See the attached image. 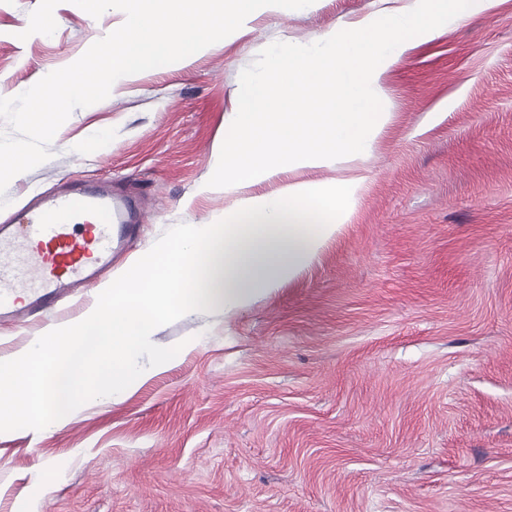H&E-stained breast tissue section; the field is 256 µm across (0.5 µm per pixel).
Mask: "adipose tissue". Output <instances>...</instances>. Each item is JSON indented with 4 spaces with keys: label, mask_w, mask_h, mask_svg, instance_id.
<instances>
[{
    "label": "adipose tissue",
    "mask_w": 512,
    "mask_h": 512,
    "mask_svg": "<svg viewBox=\"0 0 512 512\" xmlns=\"http://www.w3.org/2000/svg\"><path fill=\"white\" fill-rule=\"evenodd\" d=\"M359 187L356 178L292 183L241 201L223 223L174 228L145 261L113 275L86 317L0 365V424L44 431L86 403L120 399L145 378L137 355L163 317L243 310L291 282L335 238ZM93 326L112 344L117 367L108 381L94 380L86 361L96 351Z\"/></svg>",
    "instance_id": "adipose-tissue-1"
}]
</instances>
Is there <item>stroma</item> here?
<instances>
[{"mask_svg": "<svg viewBox=\"0 0 512 512\" xmlns=\"http://www.w3.org/2000/svg\"><path fill=\"white\" fill-rule=\"evenodd\" d=\"M412 2L261 8L190 59L118 79L72 112L51 158L10 181L0 222L67 181L138 195V231L107 282L175 225L220 221L243 198L349 177L362 188L294 282L235 313L162 319L149 374L124 397L47 431L0 430V512H512V0L413 38L378 78L389 122L349 164L206 186L262 49ZM38 4L0 0V97L125 18L61 0L55 33L29 36ZM97 298L0 323V360Z\"/></svg>", "mask_w": 512, "mask_h": 512, "instance_id": "obj_1", "label": "stroma"}]
</instances>
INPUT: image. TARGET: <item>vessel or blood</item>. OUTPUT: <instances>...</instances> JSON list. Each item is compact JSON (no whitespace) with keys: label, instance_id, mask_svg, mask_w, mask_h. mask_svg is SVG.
Instances as JSON below:
<instances>
[{"label":"vessel or blood","instance_id":"vessel-or-blood-1","mask_svg":"<svg viewBox=\"0 0 512 512\" xmlns=\"http://www.w3.org/2000/svg\"><path fill=\"white\" fill-rule=\"evenodd\" d=\"M135 201L102 184L46 195L0 223V321L54 313L95 282L137 228Z\"/></svg>","mask_w":512,"mask_h":512}]
</instances>
